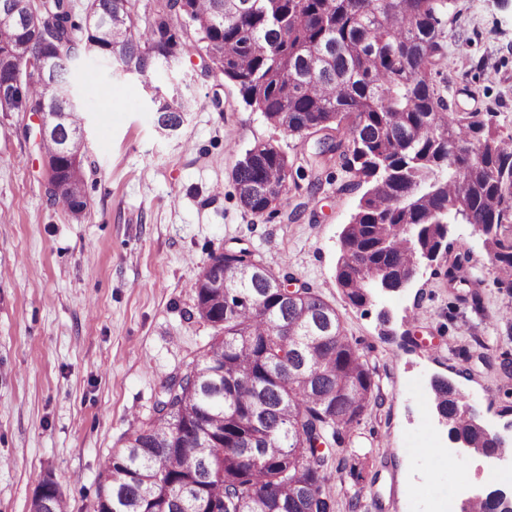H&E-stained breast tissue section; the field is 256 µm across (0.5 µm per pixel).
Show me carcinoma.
Masks as SVG:
<instances>
[{
	"instance_id": "cac0c4a2",
	"label": "carcinoma",
	"mask_w": 512,
	"mask_h": 512,
	"mask_svg": "<svg viewBox=\"0 0 512 512\" xmlns=\"http://www.w3.org/2000/svg\"><path fill=\"white\" fill-rule=\"evenodd\" d=\"M37 26H0V83L17 79L28 56L51 58V75L68 80L87 50L147 77L187 50L175 29L182 17L203 44L207 68L236 83L244 102L275 129L304 138L350 120L346 141L316 143L313 161L339 154L366 186L340 236L336 283L365 304L375 280L395 277L413 249L439 247V219L484 226L494 266L512 273V146L481 112H447L427 70L444 55L448 0H157L144 28L133 0H90L101 20L79 31L71 0H31ZM18 99L0 112L37 113L39 76L21 79ZM160 128L182 125L187 100L153 97ZM44 140L46 194L71 213L87 208L72 171L83 172L78 109ZM469 145L470 159L455 148ZM291 168L274 139L245 150L233 172L241 204L261 216L287 194ZM222 272L249 265L253 276L219 303L196 288V313L218 329L203 359L173 377L152 417L113 451L100 473L93 512H249L257 499L272 512H335L327 471L341 466L332 445L382 405L373 373L344 333L336 310L301 285L288 298L281 278L248 248L226 249ZM288 327L291 335L282 333ZM448 435L467 431V403L433 379ZM150 471L155 494L140 498L134 476ZM43 512H66L56 483Z\"/></svg>"
}]
</instances>
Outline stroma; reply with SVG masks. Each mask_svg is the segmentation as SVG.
I'll return each instance as SVG.
<instances>
[{
    "instance_id": "1",
    "label": "stroma",
    "mask_w": 512,
    "mask_h": 512,
    "mask_svg": "<svg viewBox=\"0 0 512 512\" xmlns=\"http://www.w3.org/2000/svg\"><path fill=\"white\" fill-rule=\"evenodd\" d=\"M443 42L428 77L449 111L491 113L512 136V0H450ZM187 44L146 80L93 54L72 63L86 146L81 215L45 193L43 155L21 135L34 115L0 112V512H28L46 477L68 512H92L105 458L215 334L195 313L200 272L241 246L336 309L384 397L346 436V460L328 476L338 505L359 491L370 501L361 512H428L432 495L459 484L493 488L483 459L448 472L419 431L436 421L427 404L437 377L459 382L490 429H502L512 407V288L498 284L478 237L457 225L447 263L404 292L352 305L336 265L361 195L354 174L336 156L305 164L301 139L270 126L223 74L205 72L200 43ZM175 92L191 108L169 134L152 98ZM269 139L296 170L276 212L258 216L241 205L233 170ZM456 261L480 279L475 295L449 288Z\"/></svg>"
}]
</instances>
